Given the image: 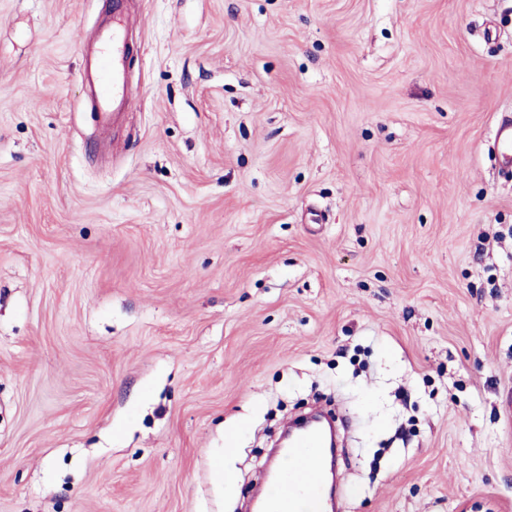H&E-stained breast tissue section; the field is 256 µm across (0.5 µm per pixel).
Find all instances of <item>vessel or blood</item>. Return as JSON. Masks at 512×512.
I'll use <instances>...</instances> for the list:
<instances>
[{
    "label": "vessel or blood",
    "mask_w": 512,
    "mask_h": 512,
    "mask_svg": "<svg viewBox=\"0 0 512 512\" xmlns=\"http://www.w3.org/2000/svg\"><path fill=\"white\" fill-rule=\"evenodd\" d=\"M130 18L120 0L113 5L110 25L101 28L86 60L82 78L92 92L93 107L102 119L111 113L130 110L125 60L129 49ZM504 166L512 167V120L498 123L494 135ZM324 448L318 434L299 436L279 464L278 475L266 491V512H328L323 491Z\"/></svg>",
    "instance_id": "obj_1"
}]
</instances>
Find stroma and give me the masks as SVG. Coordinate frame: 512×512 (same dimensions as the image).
Returning <instances> with one entry per match:
<instances>
[{"label": "stroma", "mask_w": 512, "mask_h": 512, "mask_svg": "<svg viewBox=\"0 0 512 512\" xmlns=\"http://www.w3.org/2000/svg\"><path fill=\"white\" fill-rule=\"evenodd\" d=\"M0 0V512H247L337 414L339 512H512V0ZM121 1L113 4L112 24L97 32L92 56H85L82 74L84 83L91 88L93 108L104 123L112 112L130 110L133 102L125 76L130 18L124 13ZM494 139L503 165L512 167V120L503 119L498 123Z\"/></svg>", "instance_id": "obj_1"}]
</instances>
